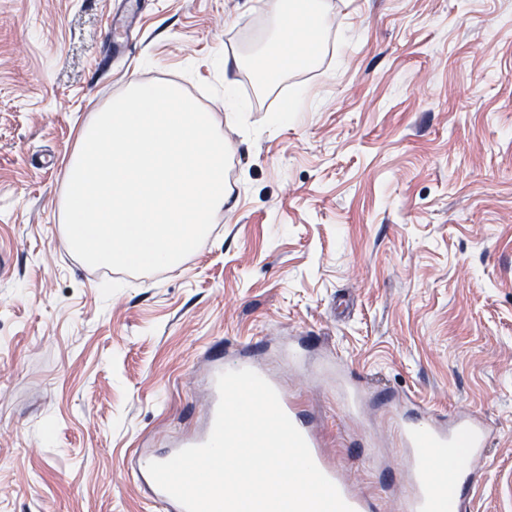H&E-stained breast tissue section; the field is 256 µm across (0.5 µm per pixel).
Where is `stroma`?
<instances>
[{
    "label": "stroma",
    "instance_id": "obj_1",
    "mask_svg": "<svg viewBox=\"0 0 512 512\" xmlns=\"http://www.w3.org/2000/svg\"><path fill=\"white\" fill-rule=\"evenodd\" d=\"M322 3L317 62L263 89L235 70L230 121L224 62L271 42L272 0H150L100 77L114 0H0V512H155L126 463L201 428L209 358L239 343L383 512L404 399L490 424L467 512H512V0ZM133 82L213 105L230 200L177 269L108 289L67 241L64 174Z\"/></svg>",
    "mask_w": 512,
    "mask_h": 512
}]
</instances>
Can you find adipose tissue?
Listing matches in <instances>:
<instances>
[{
    "label": "adipose tissue",
    "instance_id": "adipose-tissue-1",
    "mask_svg": "<svg viewBox=\"0 0 512 512\" xmlns=\"http://www.w3.org/2000/svg\"><path fill=\"white\" fill-rule=\"evenodd\" d=\"M273 10L281 19L274 39L250 60L263 85L315 62L320 49L317 34L324 23L323 8L310 0H274Z\"/></svg>",
    "mask_w": 512,
    "mask_h": 512
}]
</instances>
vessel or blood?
<instances>
[{"label":"vessel or blood","mask_w":512,"mask_h":512,"mask_svg":"<svg viewBox=\"0 0 512 512\" xmlns=\"http://www.w3.org/2000/svg\"><path fill=\"white\" fill-rule=\"evenodd\" d=\"M144 7V0H124L121 10L108 16L107 33L111 37V53L119 54L130 49L139 33L137 20ZM253 366L247 350L242 349L217 361L211 373L216 376L227 370L250 369ZM279 401L284 412L304 436L315 464L336 485L354 512H380L375 499L354 490L344 479L339 466L327 460L309 418L287 396H280ZM397 428L401 445L407 453L405 482L408 493L401 503V512H463L471 488L478 484L477 471H470L462 485L452 486L444 492L436 486L430 475L429 458L432 453L462 447L470 458L484 460L489 437L483 420L468 415L448 425L434 419L409 421L402 418L398 420ZM156 459L152 451L137 452L130 464L134 481L147 488L152 503L159 506L161 512H184L183 507L151 478L147 466Z\"/></svg>","instance_id":"1"}]
</instances>
